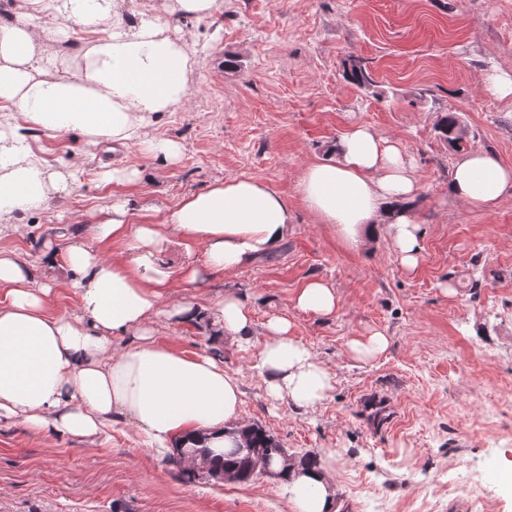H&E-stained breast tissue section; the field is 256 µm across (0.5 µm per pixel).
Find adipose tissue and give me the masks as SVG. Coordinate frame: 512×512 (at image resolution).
<instances>
[{
    "instance_id": "1",
    "label": "adipose tissue",
    "mask_w": 512,
    "mask_h": 512,
    "mask_svg": "<svg viewBox=\"0 0 512 512\" xmlns=\"http://www.w3.org/2000/svg\"><path fill=\"white\" fill-rule=\"evenodd\" d=\"M14 22L0 24V110L55 134L78 132L93 142L135 144L148 153L176 158L177 143L151 134L154 117L185 99L195 50L171 28L174 19H203L218 0H162L130 12L124 0H23ZM88 37L79 53L63 57L60 35ZM79 165L57 166L35 154L20 125L0 119V236L13 231L20 213L48 206L74 185ZM419 191L415 166L404 146L366 125L338 140L332 158L308 165L298 181L301 200L314 218L336 228L356 246L378 235L391 243L402 268L421 260V231L413 207ZM512 196V167L485 150L464 154L448 177V198L493 210ZM127 203L100 211L92 241L78 240L61 258L78 300L74 312L49 309L51 287L27 264L0 252V423L53 429L89 439L113 421H134L158 449L207 437L227 447L226 426L238 419L242 391L222 362L190 356L159 344L160 312L179 322L210 319L224 335L246 343L254 334L248 308L224 294L211 315L172 297L171 273L157 267L152 249L165 233L202 249L205 270L230 273L277 248L292 222L288 203L253 178L215 182L191 193L161 221L133 225ZM120 241L133 261L110 258L100 244ZM201 269V270H204ZM200 269L180 278L195 283ZM296 309L317 316L336 313L337 289L321 279L293 298ZM131 333L114 350L115 332ZM268 396L309 410L334 388L333 376L296 339L292 322L271 316L257 352ZM335 466L329 460L292 463L283 490L293 512H332Z\"/></svg>"
}]
</instances>
